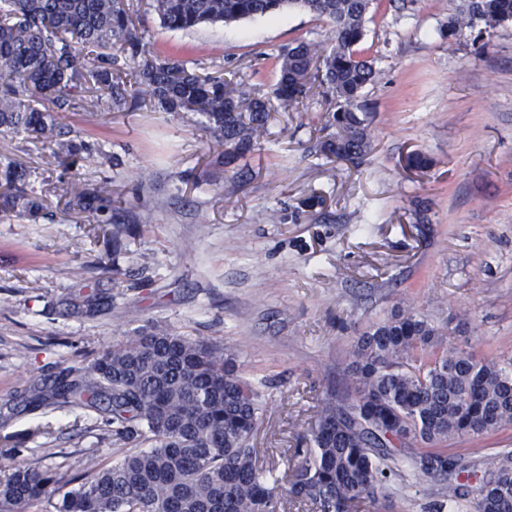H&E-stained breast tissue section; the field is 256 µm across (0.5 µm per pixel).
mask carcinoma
I'll return each instance as SVG.
<instances>
[{
    "label": "carcinoma",
    "mask_w": 512,
    "mask_h": 512,
    "mask_svg": "<svg viewBox=\"0 0 512 512\" xmlns=\"http://www.w3.org/2000/svg\"><path fill=\"white\" fill-rule=\"evenodd\" d=\"M296 4L330 26V42L299 41L278 56L274 94L284 105L325 86L336 109L322 128L319 152L355 164L371 151L367 116L357 105L375 79L357 46L369 0H152L164 28L189 31L274 14ZM512 18V0H460L451 33L480 22L485 32ZM129 0H0V138L20 134L51 151L70 178L98 163L79 139L65 137L59 113L76 107L92 82L110 91L109 109L132 98L163 112H196L213 138L209 151L229 167L253 152L270 117L269 100L224 77L200 75L173 58L147 57ZM30 171L0 163V211L39 219L46 199L30 188ZM69 205L113 225L120 247L125 223L102 187H85ZM459 332L398 307L353 345L355 396L327 394L310 429L313 447L283 476L262 470L250 444L261 392L238 375L223 348L165 327L115 342L83 369L66 368L30 404H79L110 416L118 444L142 448L81 478L56 512H284L299 502L312 512H349L381 496L403 452L421 474L446 484L460 512L475 495L478 512H512V452L488 458L481 472L432 451L452 438L512 423V361L499 363L452 345ZM59 492L51 469L18 464L0 480V512H26Z\"/></svg>",
    "instance_id": "obj_1"
}]
</instances>
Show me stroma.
Masks as SVG:
<instances>
[{"label":"stroma","instance_id":"stroma-1","mask_svg":"<svg viewBox=\"0 0 512 512\" xmlns=\"http://www.w3.org/2000/svg\"><path fill=\"white\" fill-rule=\"evenodd\" d=\"M457 4L372 0L359 51L377 77L357 101L372 149L357 164L318 152L334 104L317 87L274 104L259 149L235 172H217L199 114L138 103L89 125L83 107L63 113L108 156L85 181L106 187L135 223L117 254L111 225L59 204L69 176L48 150L23 135L0 139V156L30 167L49 203L36 224L0 213V478L20 460L52 469L65 492L122 456L99 411L32 410L26 400L62 369L157 325L224 346L260 382L251 443L258 466L279 473L308 447L324 392L351 397V347L395 306L466 320L453 346L512 359V22L452 36ZM134 10L155 55L224 70L265 94L282 49L330 36L295 6L191 31L163 29L150 0ZM412 153L429 167L407 168ZM446 448L484 469L488 455L512 451V425ZM446 494L404 466L386 506L362 512H433Z\"/></svg>","mask_w":512,"mask_h":512}]
</instances>
